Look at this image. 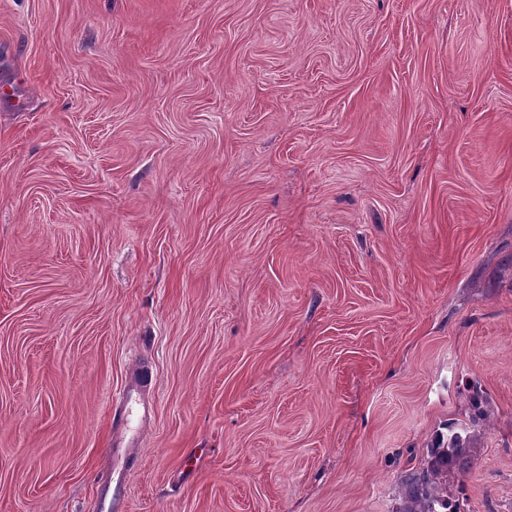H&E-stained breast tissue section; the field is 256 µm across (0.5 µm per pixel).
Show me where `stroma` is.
Masks as SVG:
<instances>
[{
  "instance_id": "stroma-1",
  "label": "stroma",
  "mask_w": 512,
  "mask_h": 512,
  "mask_svg": "<svg viewBox=\"0 0 512 512\" xmlns=\"http://www.w3.org/2000/svg\"><path fill=\"white\" fill-rule=\"evenodd\" d=\"M512 512V0H0V512ZM151 377L148 371L136 369L129 377L126 387L119 393L115 410L120 409L123 414H130L135 407L142 403V395L145 387L150 383ZM140 445L139 433L128 435L122 430L115 429L112 433V456L119 459H128L131 455L132 448H138ZM464 448L459 435H453L446 442L443 438L436 442L426 468L406 476L403 481V512L448 511V463Z\"/></svg>"
}]
</instances>
